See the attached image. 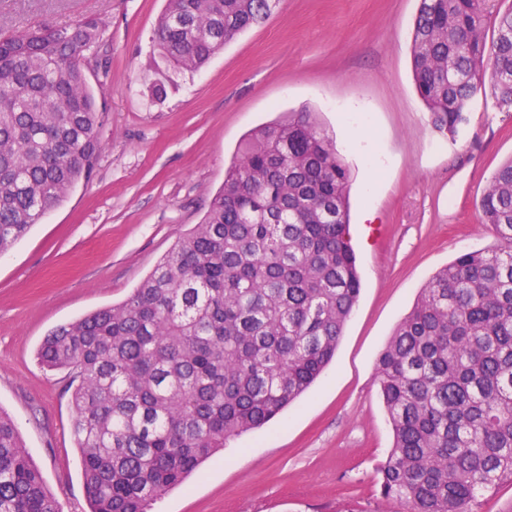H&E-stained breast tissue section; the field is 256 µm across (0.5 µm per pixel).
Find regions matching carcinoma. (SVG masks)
Segmentation results:
<instances>
[{
  "mask_svg": "<svg viewBox=\"0 0 512 512\" xmlns=\"http://www.w3.org/2000/svg\"><path fill=\"white\" fill-rule=\"evenodd\" d=\"M504 2L419 0L411 67L442 134L479 94L512 112ZM271 7L166 0L153 42L196 71ZM102 40L93 18L0 38V254L95 175L105 113L80 60ZM348 182L311 113L254 130L202 223L126 300L43 338L40 364L72 388L88 512H149L320 377L361 290ZM479 212L498 244L440 268L378 358L393 434L379 493L400 512H481L479 497L512 485V157ZM0 512H59L1 410Z\"/></svg>",
  "mask_w": 512,
  "mask_h": 512,
  "instance_id": "carcinoma-1",
  "label": "carcinoma"
}]
</instances>
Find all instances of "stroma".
<instances>
[{"instance_id":"stroma-1","label":"stroma","mask_w":512,"mask_h":512,"mask_svg":"<svg viewBox=\"0 0 512 512\" xmlns=\"http://www.w3.org/2000/svg\"><path fill=\"white\" fill-rule=\"evenodd\" d=\"M164 6L0 0V37L102 22L88 82L106 112L91 182L0 255V409L61 512H88L68 377L40 365L42 339L125 300L202 221L248 135L307 111L350 173L358 303L306 394L151 512H393L377 491L392 446L377 360L437 270L496 245L478 204L512 156V112L480 95L457 138L432 128L411 68L419 0H280L195 72L166 70L153 46Z\"/></svg>"}]
</instances>
